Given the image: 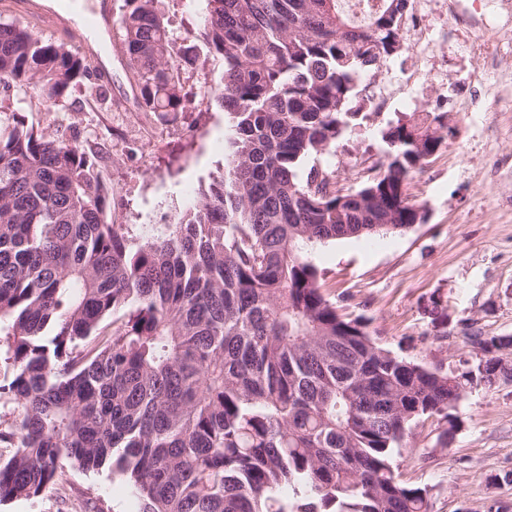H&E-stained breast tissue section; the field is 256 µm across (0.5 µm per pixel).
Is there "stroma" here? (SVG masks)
Returning a JSON list of instances; mask_svg holds the SVG:
<instances>
[{
	"label": "stroma",
	"mask_w": 512,
	"mask_h": 512,
	"mask_svg": "<svg viewBox=\"0 0 512 512\" xmlns=\"http://www.w3.org/2000/svg\"><path fill=\"white\" fill-rule=\"evenodd\" d=\"M165 22L178 41L203 46L204 0H162ZM105 50L112 75L109 100L96 105L90 84L53 103L35 101L27 119L88 148L94 170L111 185L110 217L147 237L176 210L190 207L199 189L224 172L231 117L214 101L191 112L149 116L138 111L134 78L120 29ZM472 61L448 76V103L424 93L416 110L393 106L353 122L321 162L340 186L354 187L388 150V123H413L443 109L453 137L410 179L406 193L424 206V222L372 239L317 246L313 259L321 290L351 316L363 318L376 341L414 362L448 373L476 367L479 352L467 327L483 335L512 334V112H487L470 76ZM469 111L458 109L459 102ZM452 447H442L438 419L408 430L395 463L402 479L428 487L432 512H485L495 500L512 502V486L497 482L512 470V381L468 391ZM0 512H138L129 488L111 466L67 473L65 488L35 499L0 504Z\"/></svg>",
	"instance_id": "obj_1"
}]
</instances>
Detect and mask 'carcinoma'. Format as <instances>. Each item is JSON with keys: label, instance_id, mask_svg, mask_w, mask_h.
Returning a JSON list of instances; mask_svg holds the SVG:
<instances>
[{"label": "carcinoma", "instance_id": "1", "mask_svg": "<svg viewBox=\"0 0 512 512\" xmlns=\"http://www.w3.org/2000/svg\"><path fill=\"white\" fill-rule=\"evenodd\" d=\"M158 0L119 23L141 107L214 98L233 117L227 177L156 235L108 220L112 187L83 146L26 119L90 77L83 58L0 21V503L112 462L139 512H431L393 457L420 420L452 445L466 390L512 379V335L467 342L474 369L397 356L321 291L316 246L400 232L405 187L453 133L445 113L382 132L389 161L356 189L311 166L333 155L366 73L403 48L407 0L358 25L342 0H207L220 83L186 89L200 56ZM291 490L285 497L281 490Z\"/></svg>", "mask_w": 512, "mask_h": 512}]
</instances>
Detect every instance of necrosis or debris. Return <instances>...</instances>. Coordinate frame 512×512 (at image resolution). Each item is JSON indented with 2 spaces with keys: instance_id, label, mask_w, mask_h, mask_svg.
Here are the masks:
<instances>
[{
  "instance_id": "1",
  "label": "necrosis or debris",
  "mask_w": 512,
  "mask_h": 512,
  "mask_svg": "<svg viewBox=\"0 0 512 512\" xmlns=\"http://www.w3.org/2000/svg\"><path fill=\"white\" fill-rule=\"evenodd\" d=\"M509 21H512V0H470L466 6L460 5L458 0H413L404 31L417 50L414 64L408 71L369 80L368 85L373 90L370 111H383L390 100L405 90L417 91L444 77L448 71V56L452 53L480 59L485 75L499 74L505 65H512L511 41L492 38L476 41L465 35L449 46L443 33L451 23L463 29L478 24L490 31Z\"/></svg>"
}]
</instances>
